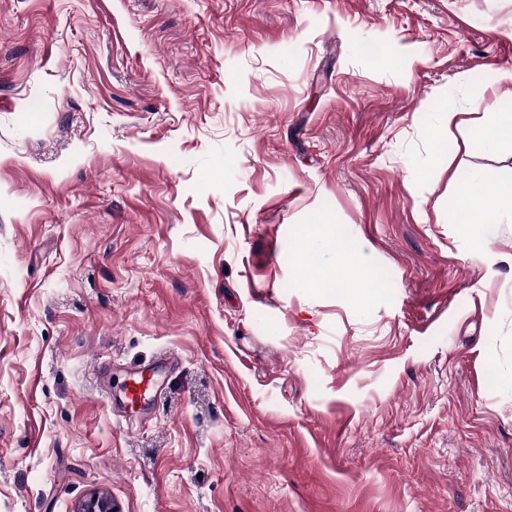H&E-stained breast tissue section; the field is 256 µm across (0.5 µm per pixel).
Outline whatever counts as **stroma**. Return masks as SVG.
<instances>
[{
	"label": "stroma",
	"instance_id": "35a3bbf8",
	"mask_svg": "<svg viewBox=\"0 0 512 512\" xmlns=\"http://www.w3.org/2000/svg\"><path fill=\"white\" fill-rule=\"evenodd\" d=\"M504 71L512 0H0V512H512ZM497 121L480 129L476 141L482 149H490L507 136H512V98L505 101L499 112ZM497 181V174L492 170L468 176L462 181L458 223L475 224L473 232L477 238L482 236L480 224L499 223L498 212L502 207H510L512 210V190L508 198L489 200V194ZM172 356L171 352L162 351L155 369L135 372L125 379L122 385V394L129 412H137L139 408L153 401L158 392V371L172 359Z\"/></svg>",
	"mask_w": 512,
	"mask_h": 512
}]
</instances>
